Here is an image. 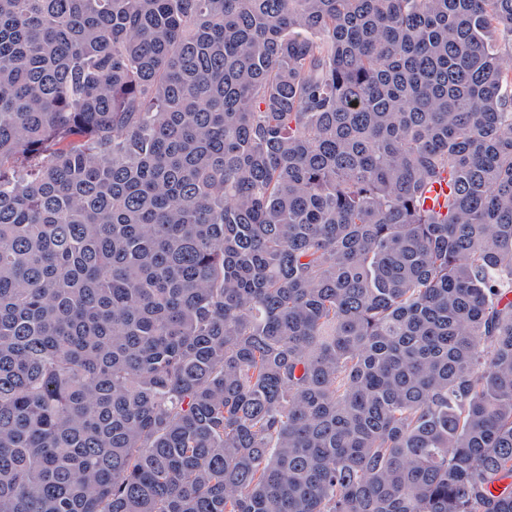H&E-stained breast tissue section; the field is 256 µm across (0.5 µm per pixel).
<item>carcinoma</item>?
Masks as SVG:
<instances>
[{
    "label": "carcinoma",
    "instance_id": "carcinoma-1",
    "mask_svg": "<svg viewBox=\"0 0 512 512\" xmlns=\"http://www.w3.org/2000/svg\"><path fill=\"white\" fill-rule=\"evenodd\" d=\"M509 474L512 0H0V512Z\"/></svg>",
    "mask_w": 512,
    "mask_h": 512
}]
</instances>
